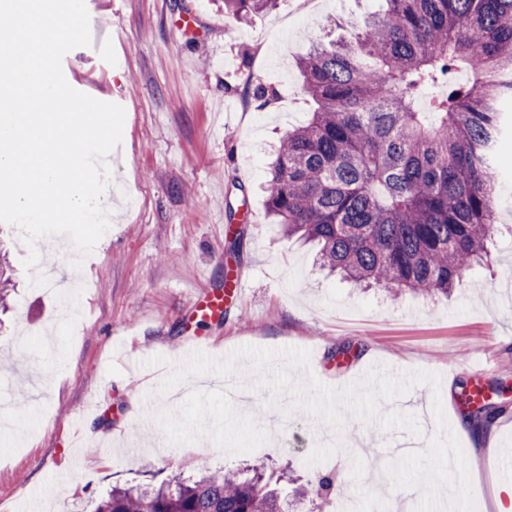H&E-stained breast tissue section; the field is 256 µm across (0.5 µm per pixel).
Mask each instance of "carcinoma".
I'll use <instances>...</instances> for the list:
<instances>
[{"label":"carcinoma","instance_id":"carcinoma-1","mask_svg":"<svg viewBox=\"0 0 512 512\" xmlns=\"http://www.w3.org/2000/svg\"><path fill=\"white\" fill-rule=\"evenodd\" d=\"M352 39L300 63L315 103L269 167L268 214L322 267L393 296L448 294L490 259L501 102L512 99V0H385ZM278 0H224L239 20ZM502 406L464 413L486 430ZM334 488L322 474L294 501ZM95 512H290L259 468L114 487Z\"/></svg>","mask_w":512,"mask_h":512}]
</instances>
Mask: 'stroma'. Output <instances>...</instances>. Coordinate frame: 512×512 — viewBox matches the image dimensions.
I'll return each instance as SVG.
<instances>
[{
	"mask_svg": "<svg viewBox=\"0 0 512 512\" xmlns=\"http://www.w3.org/2000/svg\"><path fill=\"white\" fill-rule=\"evenodd\" d=\"M92 44L62 60L71 87L121 105L125 122L109 181L112 224L81 269L63 238L40 239L62 292L29 283L21 231L0 223V254L14 294L0 316V503L13 512H94L113 486L197 475L246 461L309 480L338 482L323 504L303 512H342L352 497L375 512H415L414 490L382 488L375 469L392 461L399 430L346 415L334 430L293 408L273 431L269 390L249 407L222 388L159 398L164 377L192 354L184 335L204 338L222 357L244 346L312 352L311 371L341 388L387 366L392 373L439 374L441 396L414 386L381 401L412 414L422 446L441 431V403L465 454L476 512H493L492 484L512 471V193L501 196L492 261L474 267L446 296L391 297L351 288L320 266L315 246L284 236L266 208L268 164L281 138L314 109L300 93V60L328 35L360 30L381 0H279L275 10L239 22L224 0H86ZM195 8L188 33L181 13ZM276 91L260 106L257 85ZM237 275L243 301L221 321L196 323L189 297ZM350 348L347 358L338 348ZM490 359L482 381L508 405L491 450L458 428L454 402L472 383L473 353Z\"/></svg>",
	"mask_w": 512,
	"mask_h": 512,
	"instance_id": "obj_1",
	"label": "stroma"
}]
</instances>
